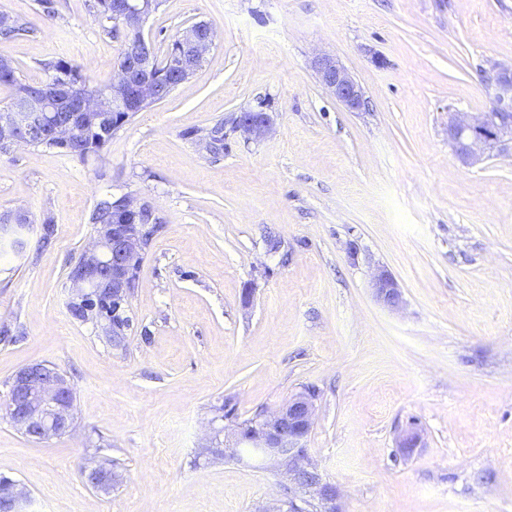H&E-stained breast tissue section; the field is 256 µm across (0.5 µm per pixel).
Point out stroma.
Here are the masks:
<instances>
[{
    "label": "stroma",
    "instance_id": "stroma-1",
    "mask_svg": "<svg viewBox=\"0 0 512 512\" xmlns=\"http://www.w3.org/2000/svg\"><path fill=\"white\" fill-rule=\"evenodd\" d=\"M0 11L31 27L0 38L21 80L58 58L112 77L121 43L97 0ZM201 20L217 34L201 67L99 155L0 156V213L32 220L25 254L0 252V404L42 362L75 397L73 430L43 443L0 411V478L27 512H271L276 475L212 459L209 427L312 386L305 445L345 512H512V156L465 166L448 143L449 113L489 111L488 76L512 64V0H162L143 33L163 55ZM318 54L349 70L365 110L321 85ZM250 110L270 117L262 138L233 127ZM218 123L216 156L201 139ZM109 192L164 218L119 351L68 309ZM379 266L399 310L373 296ZM411 425L422 446L403 456ZM97 461L121 476L110 492L82 477ZM371 289L376 301L392 310L400 309L404 303L397 281L383 267H377L372 275Z\"/></svg>",
    "mask_w": 512,
    "mask_h": 512
}]
</instances>
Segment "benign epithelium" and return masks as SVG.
I'll return each mask as SVG.
<instances>
[{
    "mask_svg": "<svg viewBox=\"0 0 512 512\" xmlns=\"http://www.w3.org/2000/svg\"><path fill=\"white\" fill-rule=\"evenodd\" d=\"M154 0H116L113 27L128 35L140 36L152 14ZM216 31L210 24L194 25L181 38V49L173 64L188 71L205 57L215 44ZM148 52H143L134 66L117 67L112 79L91 96L72 99L71 122L53 121L54 101L46 96L14 95L7 110L0 114V140L13 149L29 146L41 138L64 140L74 129V123L86 113L95 115L102 125L110 122V113L129 112L143 99H156L152 70L147 65ZM321 84L351 111L361 110L364 94L347 68L329 55L313 60ZM497 89L492 108L487 112H451L448 116V143L455 157L465 165L482 160L487 151L512 154V67L497 68L488 76ZM235 129L260 138L269 129V120L262 112H241L236 116ZM151 205L137 203L129 197L115 205L112 223L96 226V236L86 247L69 274L71 295L69 308L84 305H112V319L87 316L97 329L112 322V347L125 346L132 319L128 315L132 296L130 274L144 256L145 224L143 215ZM24 211L16 210L6 220H0V244L12 249L26 245L19 221ZM371 289L376 301L392 310L403 305V294L397 281L383 267L375 269ZM11 424L33 442L41 443L71 431L74 422L73 387L56 365L35 363L15 375L4 406ZM315 417V396L305 390L292 396L279 408L257 417L248 428L236 426L231 434L234 445L254 450L275 471L280 483L293 488L288 496L290 512H306L316 506L319 512H345L342 495L336 484L327 480L309 455L304 441ZM421 434L411 426L400 436L398 448L407 454L420 447ZM82 475L86 484L103 488L112 476L100 464L85 467ZM24 493L14 482L0 486V504L7 512H23Z\"/></svg>",
    "mask_w": 512,
    "mask_h": 512,
    "instance_id": "benign-epithelium-1",
    "label": "benign epithelium"
}]
</instances>
